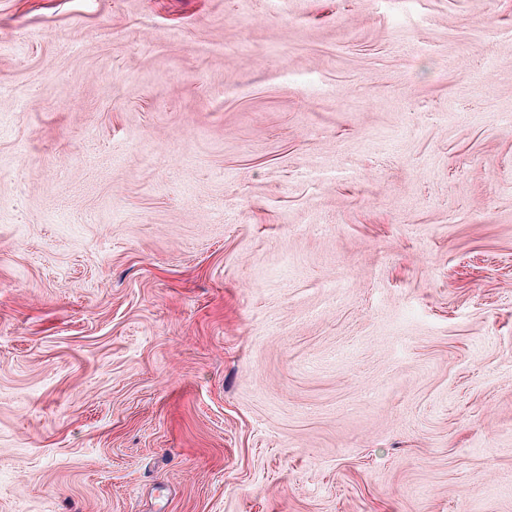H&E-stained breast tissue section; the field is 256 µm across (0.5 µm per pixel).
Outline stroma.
<instances>
[{
    "label": "stroma",
    "instance_id": "obj_1",
    "mask_svg": "<svg viewBox=\"0 0 512 512\" xmlns=\"http://www.w3.org/2000/svg\"><path fill=\"white\" fill-rule=\"evenodd\" d=\"M0 512H512V0H0Z\"/></svg>",
    "mask_w": 512,
    "mask_h": 512
}]
</instances>
